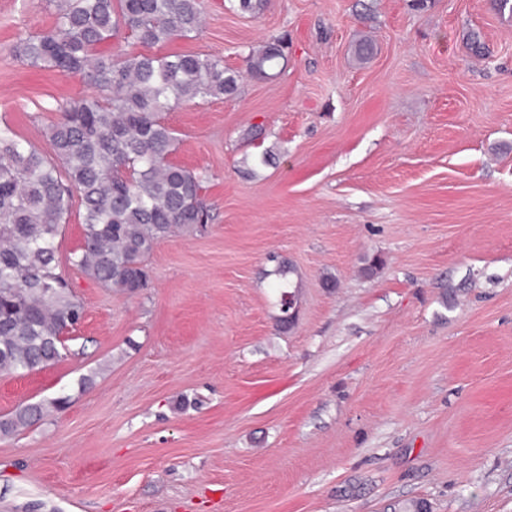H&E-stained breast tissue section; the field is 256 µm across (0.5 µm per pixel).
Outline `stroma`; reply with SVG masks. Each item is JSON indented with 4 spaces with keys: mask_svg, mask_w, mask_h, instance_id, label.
I'll list each match as a JSON object with an SVG mask.
<instances>
[{
    "mask_svg": "<svg viewBox=\"0 0 512 512\" xmlns=\"http://www.w3.org/2000/svg\"><path fill=\"white\" fill-rule=\"evenodd\" d=\"M55 20L0 0V123L47 155L58 102L97 92L11 55ZM158 51L240 75L163 115L213 219L137 294L61 265L84 318L59 362L0 374V416L69 404L0 436V512H512V13L205 0ZM286 47L284 39L280 38L266 43L258 51L250 52L246 60L248 73L256 78L273 76L272 71L278 67L280 60L285 59Z\"/></svg>",
    "mask_w": 512,
    "mask_h": 512,
    "instance_id": "35a3bbf8",
    "label": "stroma"
}]
</instances>
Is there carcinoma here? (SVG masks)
Instances as JSON below:
<instances>
[{"label":"carcinoma","instance_id":"carcinoma-1","mask_svg":"<svg viewBox=\"0 0 512 512\" xmlns=\"http://www.w3.org/2000/svg\"><path fill=\"white\" fill-rule=\"evenodd\" d=\"M53 28L20 37L12 56L33 67L79 74L102 94L58 104L49 129L54 158L0 127V373L24 374L62 358L61 336L83 306L59 271L58 243L80 203L81 245L68 262L102 286L132 295L145 285L146 257L179 228L211 220L207 176L170 161L177 135L162 118L187 102L233 97L238 76L221 57L129 53L199 31L203 0H49ZM113 42L112 50L101 46ZM284 39L247 56L248 73L272 76ZM33 403L0 417V433L45 416Z\"/></svg>","mask_w":512,"mask_h":512}]
</instances>
